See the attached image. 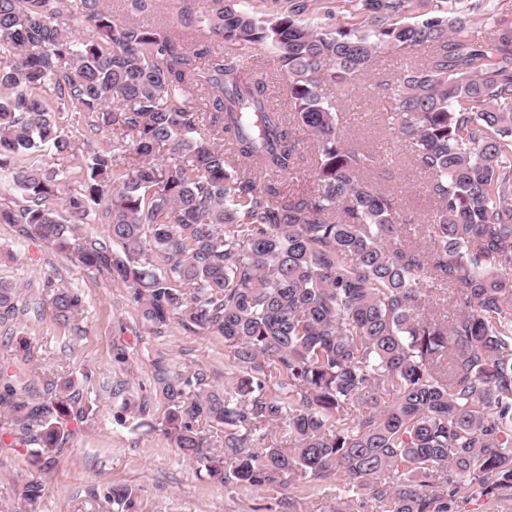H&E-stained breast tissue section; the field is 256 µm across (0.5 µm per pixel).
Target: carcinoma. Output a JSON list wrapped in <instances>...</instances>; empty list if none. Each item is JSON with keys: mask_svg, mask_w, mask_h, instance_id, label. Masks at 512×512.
I'll return each instance as SVG.
<instances>
[{"mask_svg": "<svg viewBox=\"0 0 512 512\" xmlns=\"http://www.w3.org/2000/svg\"><path fill=\"white\" fill-rule=\"evenodd\" d=\"M203 2L181 10L211 38L192 49L114 20L101 0H0V55L14 57L0 68V172L17 196L0 202V224L121 283L156 335L177 319L222 337L239 372L220 391L206 368L159 355L152 397L134 401L128 380L100 385L122 398L116 423L154 400L212 481L342 473L339 507L451 512L473 490L512 488V26L494 23L488 42L469 31V14L491 20L503 0H442L414 24L398 23L414 0H348L360 23L325 31L302 23L307 0L267 18L247 0ZM421 46L427 57L383 84L380 118L427 175L425 247L405 233L419 218L372 183L376 154L346 144L323 96L382 51ZM256 47L288 77L287 113L243 62ZM63 112L105 138L77 173ZM299 129L315 144L314 183L287 195L262 180L297 166ZM97 208L107 237L81 243ZM52 304L65 325L83 311L69 288ZM36 309L0 281V324ZM43 378L0 394L34 466L85 416L91 382ZM44 493L31 477L24 512ZM103 498L139 512L129 485Z\"/></svg>", "mask_w": 512, "mask_h": 512, "instance_id": "cac0c4a2", "label": "carcinoma"}]
</instances>
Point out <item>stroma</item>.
I'll return each instance as SVG.
<instances>
[{
    "label": "stroma",
    "instance_id": "1",
    "mask_svg": "<svg viewBox=\"0 0 512 512\" xmlns=\"http://www.w3.org/2000/svg\"><path fill=\"white\" fill-rule=\"evenodd\" d=\"M116 20L134 18L157 30H180V5L200 11L201 0H154L149 11L134 14L127 0H105ZM406 60L383 53L374 74L363 75L343 88L324 87L335 103L346 142L374 150L382 159L374 180L388 189L415 216L430 214L426 178L413 164L404 140L381 128L378 111L385 101L380 84L392 82ZM0 280L24 288L35 299L42 318L10 321L0 331V371L32 378L44 368L57 376L81 373L127 379L137 396L150 392L151 360L158 353L176 362L208 368L215 388H223L234 370L233 355L222 337L190 331L171 322L162 335L153 334L137 315L128 288L93 275L37 237H20L16 228L0 224ZM79 289L85 312L59 324L52 306L57 288ZM128 347L131 359H113L115 346ZM112 403H99L84 422L70 423L64 449L49 464L30 467L18 440L13 411L0 407V512H17L23 484L39 476L46 493L39 512H105L95 489L127 483L140 490L141 512H334L336 476L285 487L252 489L213 483L199 466L183 460L162 425V410L150 404L145 414L115 422Z\"/></svg>",
    "mask_w": 512,
    "mask_h": 512
}]
</instances>
